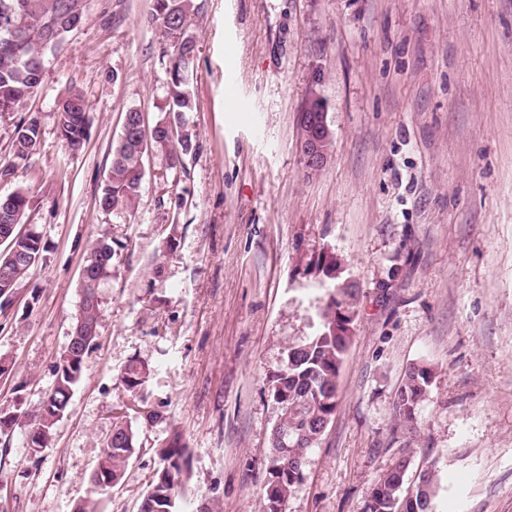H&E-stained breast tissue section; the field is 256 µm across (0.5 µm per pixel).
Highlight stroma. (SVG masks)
<instances>
[{"label": "stroma", "instance_id": "stroma-1", "mask_svg": "<svg viewBox=\"0 0 512 512\" xmlns=\"http://www.w3.org/2000/svg\"><path fill=\"white\" fill-rule=\"evenodd\" d=\"M193 149L176 169L145 157L126 223L99 209L127 110L146 128L168 98L166 41L153 0H85L81 25L48 54L42 83L0 114V197L30 192L45 260L0 312V409L49 392L79 311L83 258L110 232L112 277L99 336L68 413L39 452L29 425L0 436L9 512H71L87 496L119 379L153 373L139 448L104 512H138L158 446L188 449V512H267L262 486L280 418L272 378L312 335L326 289L300 259L344 260L356 295L335 414L307 456L286 512H366L402 456L433 462V512H512V0H196ZM92 109L71 153L57 132L70 89ZM327 106L334 144L305 175L298 115ZM40 143L13 159L20 119ZM174 249H166L167 238ZM435 377L414 428L396 393L412 366ZM150 373V365L139 359L130 360L121 370L120 380L133 403L141 397Z\"/></svg>", "mask_w": 512, "mask_h": 512}]
</instances>
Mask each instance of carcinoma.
I'll return each mask as SVG.
<instances>
[{
    "mask_svg": "<svg viewBox=\"0 0 512 512\" xmlns=\"http://www.w3.org/2000/svg\"><path fill=\"white\" fill-rule=\"evenodd\" d=\"M81 0H0V112L14 111L35 93L43 73L39 54L45 29L78 7ZM193 0H155V19L168 43V102L164 117L154 127L148 147L161 154L168 168L180 163L181 155L192 149L188 139L175 137L195 109L190 71L196 58V42L189 31ZM59 136L73 153L83 150L92 125L91 108L83 95L73 90L57 103ZM41 138V128L33 116L16 125L11 143L12 155L25 160L35 150ZM144 155L120 138L112 146V162L108 181L98 197V207L120 218L134 209L139 201L144 178ZM30 206L29 192L19 189L0 199V227L14 226L12 238L16 248L14 263L23 267L24 274L15 284L3 290L0 301L6 302L18 284L32 275L37 265H28L33 255L44 260L47 252L43 238H32L21 232V224ZM115 251L112 236L103 233L96 239L84 258L88 277L83 291L94 296L82 313V331L88 336L76 357L60 360L56 365L53 387L46 398L28 413L34 425L40 427L41 443L45 448L52 440L59 419L69 408L75 386L83 374L84 362L98 336L99 288L112 277ZM341 258L330 247L322 248L317 257L305 262L304 272L314 277L320 286L332 288L326 302L318 310L319 323L315 332L291 344L283 364L273 376L272 397L280 410V421L272 433V455L267 468L263 494L267 503L285 506L294 486L302 477L298 460H306L320 440L337 406V379L345 352L351 340L352 306L345 296L351 284L336 276ZM151 373L150 365L142 360L129 361L120 372V380L130 400L141 397ZM432 370L414 366L408 370L397 392L396 412L399 419L412 425L416 413L428 393ZM288 434V455H283L280 435ZM137 429L127 414L113 416L112 432L106 436L98 459L100 468L112 475V486L122 483L130 461L137 451ZM161 466L147 485L139 512H178L181 481L187 469V449L171 440L158 451ZM407 458L398 459L374 484L369 502L370 512H402L403 502L413 495L419 512H432L437 492L436 470L428 464L420 468L414 483L409 478L396 481L395 472L409 467Z\"/></svg>",
    "mask_w": 512,
    "mask_h": 512,
    "instance_id": "1",
    "label": "carcinoma"
}]
</instances>
